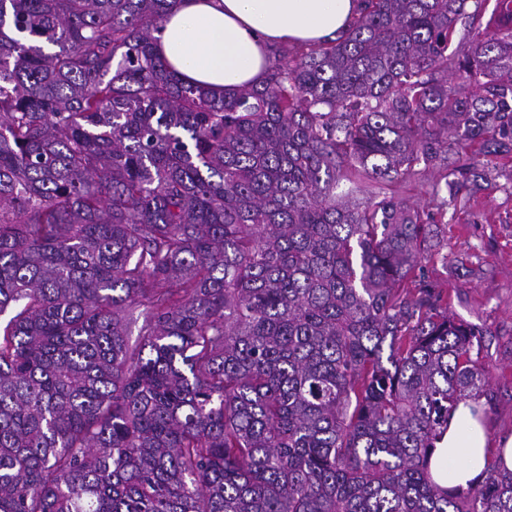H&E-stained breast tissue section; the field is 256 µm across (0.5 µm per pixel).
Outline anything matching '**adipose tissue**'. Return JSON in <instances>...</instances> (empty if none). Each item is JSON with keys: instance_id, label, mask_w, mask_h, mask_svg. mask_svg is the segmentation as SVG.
Here are the masks:
<instances>
[{"instance_id": "adipose-tissue-1", "label": "adipose tissue", "mask_w": 512, "mask_h": 512, "mask_svg": "<svg viewBox=\"0 0 512 512\" xmlns=\"http://www.w3.org/2000/svg\"><path fill=\"white\" fill-rule=\"evenodd\" d=\"M358 0H180L155 34L156 50L184 81L220 96L264 81L276 42L314 45L347 28ZM472 401L460 402L430 459L441 487H468L494 464L512 470V438L488 445Z\"/></svg>"}]
</instances>
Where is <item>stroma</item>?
<instances>
[{"label":"stroma","instance_id":"1","mask_svg":"<svg viewBox=\"0 0 512 512\" xmlns=\"http://www.w3.org/2000/svg\"><path fill=\"white\" fill-rule=\"evenodd\" d=\"M440 245L423 266L448 293V313L482 333V364L496 405L491 439L512 436V166L464 207L437 219Z\"/></svg>","mask_w":512,"mask_h":512}]
</instances>
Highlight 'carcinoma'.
I'll use <instances>...</instances> for the list:
<instances>
[{
  "label": "carcinoma",
  "mask_w": 512,
  "mask_h": 512,
  "mask_svg": "<svg viewBox=\"0 0 512 512\" xmlns=\"http://www.w3.org/2000/svg\"><path fill=\"white\" fill-rule=\"evenodd\" d=\"M178 2L0 0V512H512L430 480L493 395L404 196L512 162V0L454 49L480 0H361L221 97Z\"/></svg>",
  "instance_id": "carcinoma-1"
}]
</instances>
